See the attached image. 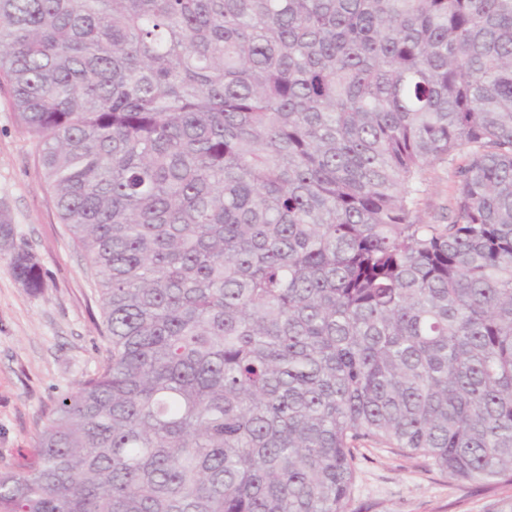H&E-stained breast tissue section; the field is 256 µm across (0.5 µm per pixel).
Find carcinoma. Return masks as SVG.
Returning <instances> with one entry per match:
<instances>
[{
    "label": "carcinoma",
    "instance_id": "obj_1",
    "mask_svg": "<svg viewBox=\"0 0 512 512\" xmlns=\"http://www.w3.org/2000/svg\"><path fill=\"white\" fill-rule=\"evenodd\" d=\"M0 78L109 333L0 512H347L359 439L512 482V0H0ZM463 155L458 154L453 163L438 165L426 173V181L421 187L416 206V215L421 223L448 224L457 193L453 168L461 162Z\"/></svg>",
    "mask_w": 512,
    "mask_h": 512
}]
</instances>
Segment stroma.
I'll use <instances>...</instances> for the list:
<instances>
[{
	"label": "stroma",
	"mask_w": 512,
	"mask_h": 512,
	"mask_svg": "<svg viewBox=\"0 0 512 512\" xmlns=\"http://www.w3.org/2000/svg\"><path fill=\"white\" fill-rule=\"evenodd\" d=\"M457 183L451 164L431 168L418 195L424 224H445ZM0 206L14 243L38 259L42 293L14 277L0 251V471L34 447L50 411L108 356L97 276L65 224L41 175L36 141L25 133L0 84ZM349 512H512V483L485 487L450 480L428 457L409 456L375 441L359 442Z\"/></svg>",
	"instance_id": "1"
}]
</instances>
